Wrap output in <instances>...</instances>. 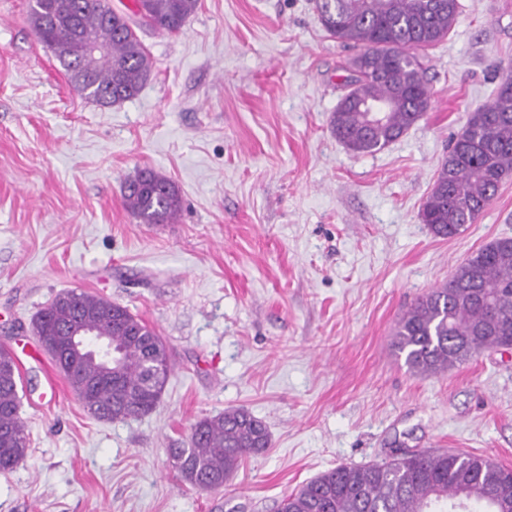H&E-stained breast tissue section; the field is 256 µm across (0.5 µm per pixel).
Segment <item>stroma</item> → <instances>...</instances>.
Wrapping results in <instances>:
<instances>
[{
	"label": "stroma",
	"instance_id": "obj_1",
	"mask_svg": "<svg viewBox=\"0 0 512 512\" xmlns=\"http://www.w3.org/2000/svg\"><path fill=\"white\" fill-rule=\"evenodd\" d=\"M424 60V117L369 155L330 120L359 47L313 0H200L182 31L140 37L154 71L133 99L81 95L35 37L29 0H0V345L33 342L60 291L127 306L175 366L152 413L92 418L46 360L18 385L28 455L0 473V512H274L341 464L461 451L512 467V349L411 372L401 316L489 242L512 238V180L477 223L434 237L418 213L471 111L512 66V0H461ZM170 178L172 224L139 223L123 186ZM228 407L271 445L226 487L182 486L167 456Z\"/></svg>",
	"mask_w": 512,
	"mask_h": 512
}]
</instances>
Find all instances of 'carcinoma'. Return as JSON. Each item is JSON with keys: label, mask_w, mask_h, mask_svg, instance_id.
I'll use <instances>...</instances> for the list:
<instances>
[{"label": "carcinoma", "mask_w": 512, "mask_h": 512, "mask_svg": "<svg viewBox=\"0 0 512 512\" xmlns=\"http://www.w3.org/2000/svg\"><path fill=\"white\" fill-rule=\"evenodd\" d=\"M199 0H135L142 24L168 34L182 30ZM324 29L363 47L347 67L345 93L332 131L352 153L373 154L419 122L430 104L425 51L456 24L460 0H314ZM27 20L40 42L80 78L74 40L105 48L83 77L80 93L102 106L132 99L154 64L130 18L109 0H31ZM512 178V70L495 98L470 112L448 148L420 219L451 238L474 224L500 186ZM124 205L141 224H172L182 202L171 179L143 170L127 181ZM88 326L108 339L118 360L87 353L69 365L56 349ZM32 330L84 408L99 421L150 413L160 402L174 362L156 329L127 307L66 290L38 312ZM512 344V238L497 239L468 258L447 283L417 300L394 330V347L408 369L441 374L487 348ZM17 366L0 347V472L27 456L19 416ZM269 433L242 407L198 420L181 448L168 453L178 479L197 491L224 486L242 462L262 453ZM276 512H512V468L465 452L418 451L381 463L341 465L286 493Z\"/></svg>", "instance_id": "obj_1"}]
</instances>
